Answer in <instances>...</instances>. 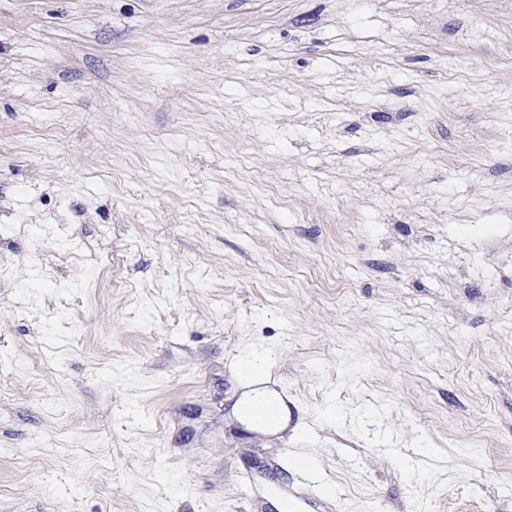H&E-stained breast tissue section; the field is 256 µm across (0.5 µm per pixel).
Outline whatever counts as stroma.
<instances>
[{"instance_id": "35a3bbf8", "label": "stroma", "mask_w": 512, "mask_h": 512, "mask_svg": "<svg viewBox=\"0 0 512 512\" xmlns=\"http://www.w3.org/2000/svg\"><path fill=\"white\" fill-rule=\"evenodd\" d=\"M306 482L512 512V0H0V512Z\"/></svg>"}]
</instances>
